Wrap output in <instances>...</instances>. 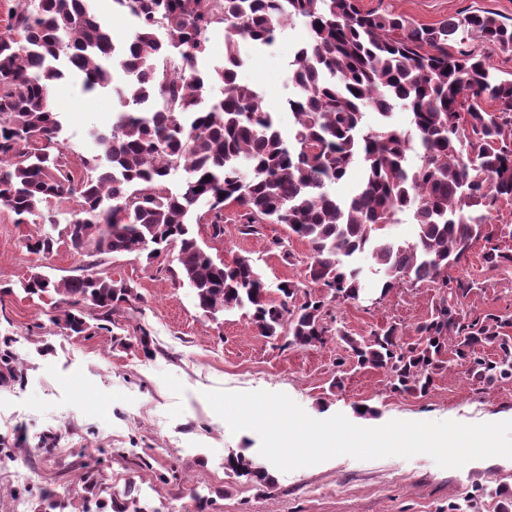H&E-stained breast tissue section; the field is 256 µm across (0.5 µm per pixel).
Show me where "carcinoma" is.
Returning <instances> with one entry per match:
<instances>
[{
    "instance_id": "carcinoma-1",
    "label": "carcinoma",
    "mask_w": 512,
    "mask_h": 512,
    "mask_svg": "<svg viewBox=\"0 0 512 512\" xmlns=\"http://www.w3.org/2000/svg\"><path fill=\"white\" fill-rule=\"evenodd\" d=\"M95 2L20 0L0 33V206L24 224L47 204L79 198L57 236L29 238L27 250L49 254L62 243L93 258L155 260L176 248L177 277L204 313L246 307L258 335L276 342L286 334L288 346L334 340L336 366L380 369L396 392L425 396L454 365L478 383L512 382V318L468 317L460 305L476 282L448 279L479 241L482 267L512 274V251L500 247L512 224L491 223L512 200V78L479 55L448 52L471 35L512 51V23L485 12L415 26L400 14L363 13L356 0H110L112 13L137 20L119 45ZM296 19L309 39L290 63L300 94L288 100L285 131L264 96L238 82L239 43L268 45ZM218 25L224 63L200 72L196 58ZM69 75L83 93L110 87L119 100L94 156L68 154L60 141L50 92ZM399 107L409 131L364 122L369 110L388 118ZM357 167L352 195L329 191ZM180 170L186 177L170 187ZM202 201L213 239L224 235L227 205L240 209L246 234L287 225L309 247L302 279L281 282L274 294L252 259L213 257L189 222ZM406 211L414 240L387 238ZM366 251L384 274L381 296L434 288L432 312L409 341L395 324L361 339L335 325L330 305L360 299L353 258ZM21 287L32 300H51L49 321L68 336L110 330L112 316L139 299L100 272L58 281L34 272ZM83 468L80 512H158L131 484L98 500L102 481ZM226 469L271 483L242 455L229 456ZM64 509L46 491L35 512Z\"/></svg>"
}]
</instances>
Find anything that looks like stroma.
Here are the masks:
<instances>
[{
	"instance_id": "35a3bbf8",
	"label": "stroma",
	"mask_w": 512,
	"mask_h": 512,
	"mask_svg": "<svg viewBox=\"0 0 512 512\" xmlns=\"http://www.w3.org/2000/svg\"><path fill=\"white\" fill-rule=\"evenodd\" d=\"M358 5L424 25L478 11L512 22V0H358ZM307 37L304 24L294 22L273 45H240V83L262 91L284 126L291 121L287 101L297 93L290 63ZM51 101L66 143L80 153H96L90 133L110 126L111 95L87 97L79 79L70 77L52 87ZM196 213L193 228L200 243L228 260L251 257L268 288L302 275L308 246L291 237L286 225L264 224L257 233L245 234L230 207L224 211V235L214 240L205 207ZM43 229L40 223H17L0 207V338L10 337V351L22 367L11 378L0 372V446L12 449L15 457L14 463L0 466V512L16 506L34 512L44 487L61 503L77 506L78 447L99 459L104 484L143 487L159 512H201L187 490L191 481L206 488L202 512H448L466 499L479 512H499L492 489L512 495V459L501 457L444 469L424 454L368 461L338 456L288 473L269 467L274 480L269 487L217 468L216 459L231 455L260 461V438L250 430L231 433L205 400L208 390L283 392L313 418L340 413L355 425L375 427L393 419L512 420V383L479 384L455 366L437 376L428 395L418 397L391 391L385 374L374 369L338 375L335 341L307 349L276 347L256 334L242 310L215 320L205 317L191 289L175 278L172 256L162 263L104 257V269L114 280L134 286L139 300L114 315L111 332L64 336L50 324L47 306L25 297L21 283L35 271L56 279L80 275L89 259L64 244L48 255L28 252L25 239ZM282 241L287 244L283 250L278 247ZM480 253L473 247L467 262L448 271L449 278L481 283L464 299V311L512 316V282L486 272ZM357 264L364 290L359 301L334 308L338 323L355 337L391 322L412 334L432 310V290L422 286L381 296L382 275L371 255H361ZM143 332L152 342L153 357L135 345L112 344L113 337ZM360 405L372 407V414L359 415ZM144 454L153 457L154 470H176V480L163 484L153 471L140 469L136 459Z\"/></svg>"
}]
</instances>
